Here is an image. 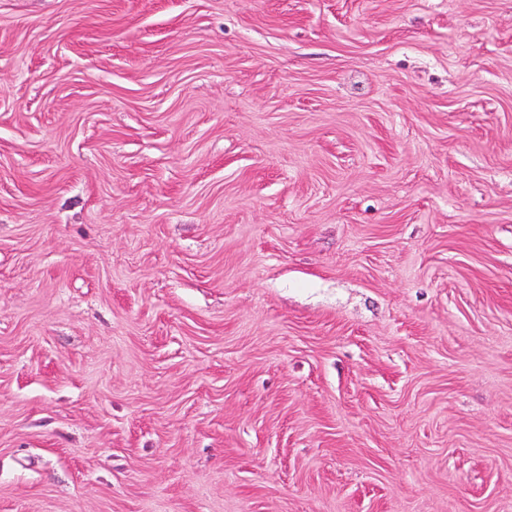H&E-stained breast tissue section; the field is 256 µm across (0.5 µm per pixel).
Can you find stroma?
<instances>
[{"instance_id": "stroma-1", "label": "stroma", "mask_w": 512, "mask_h": 512, "mask_svg": "<svg viewBox=\"0 0 512 512\" xmlns=\"http://www.w3.org/2000/svg\"><path fill=\"white\" fill-rule=\"evenodd\" d=\"M0 512H512V0H0Z\"/></svg>"}]
</instances>
